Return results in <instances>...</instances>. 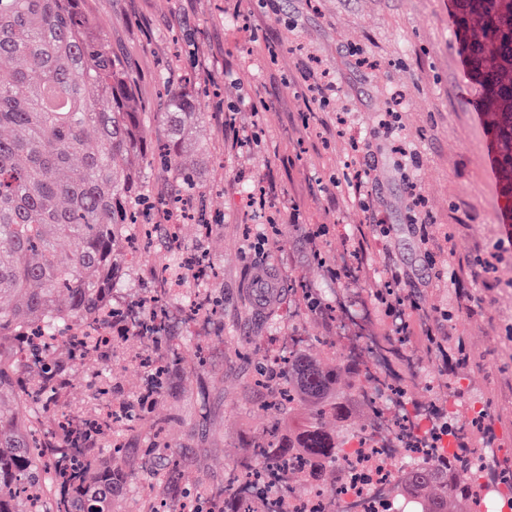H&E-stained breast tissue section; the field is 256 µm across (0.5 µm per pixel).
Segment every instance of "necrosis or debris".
Wrapping results in <instances>:
<instances>
[{
	"label": "necrosis or debris",
	"instance_id": "obj_1",
	"mask_svg": "<svg viewBox=\"0 0 512 512\" xmlns=\"http://www.w3.org/2000/svg\"><path fill=\"white\" fill-rule=\"evenodd\" d=\"M350 358L370 361V379L364 384L367 397L379 407L374 424L359 434L355 448L338 465L350 474L336 493L314 488L288 496L292 512H373L378 501L388 495L393 482V463L429 454L437 457L448 451L445 429L467 436V422L448 420V391L439 388L434 402L410 405L401 391L398 376L391 369L384 347L350 342L344 349Z\"/></svg>",
	"mask_w": 512,
	"mask_h": 512
}]
</instances>
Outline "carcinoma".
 <instances>
[{
  "label": "carcinoma",
  "instance_id": "cac0c4a2",
  "mask_svg": "<svg viewBox=\"0 0 512 512\" xmlns=\"http://www.w3.org/2000/svg\"><path fill=\"white\" fill-rule=\"evenodd\" d=\"M91 0H0V512H112V494L132 480L123 448L99 463L94 444L104 417H90L52 442L31 418L56 404V362L45 356L37 388L17 383V348L32 337L67 339L77 325L106 322L122 248L135 240L142 202L140 163L159 156L186 188L196 184L181 157L201 117L199 95L167 100V141L146 153L134 77L90 9ZM455 27L470 78L498 146L503 188L512 196V0H455ZM70 247L62 251L57 242ZM362 364L324 363L307 348L288 354L283 382L269 389L274 424L235 470L262 479L288 467V487L343 480L347 449L332 418L356 431L357 411L376 410L359 394ZM489 448L456 447L431 464L394 473L388 512H480L477 486L460 473L489 463ZM221 512H288L266 495L247 503L224 485Z\"/></svg>",
  "mask_w": 512,
  "mask_h": 512
}]
</instances>
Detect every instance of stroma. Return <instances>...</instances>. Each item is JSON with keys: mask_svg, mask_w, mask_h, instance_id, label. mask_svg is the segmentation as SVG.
<instances>
[{"mask_svg": "<svg viewBox=\"0 0 512 512\" xmlns=\"http://www.w3.org/2000/svg\"><path fill=\"white\" fill-rule=\"evenodd\" d=\"M112 48L130 61L136 90L153 117L152 143L167 138L157 119L169 92L209 89L203 118L182 157L200 187L196 217L172 216L150 246L128 255L115 276L113 303L152 309L157 271L171 256L201 253L215 272L207 293L220 315L186 322L192 275L174 288L159 315L158 344L131 332L110 348L70 357L58 412L90 415L133 402L138 426L105 432L97 457L126 452L133 480L112 498V512H145L148 496L180 504L223 489L232 465L248 459L272 421L258 367L274 336L301 334L323 347L337 336L376 343L394 336L391 317L376 310L374 292L386 272L408 274L400 288L409 317L408 356L422 370L406 372V398L435 400L437 384L460 397L455 416L480 412L498 457L512 454V244H501L512 200L499 185L495 152L472 84L448 0H93ZM327 76L334 95L314 99L313 79ZM397 108L402 129L381 126ZM249 137L233 147L224 126ZM348 121L336 134V118ZM362 143L375 171L359 201L350 138ZM416 184L424 210L408 193ZM280 222L269 228L260 189ZM370 247L357 260L351 245ZM276 282L272 303L251 281ZM478 307L469 316L467 306ZM441 337L432 345L430 337ZM464 343L473 362L454 376L443 350Z\"/></svg>", "mask_w": 512, "mask_h": 512, "instance_id": "obj_1", "label": "stroma"}]
</instances>
